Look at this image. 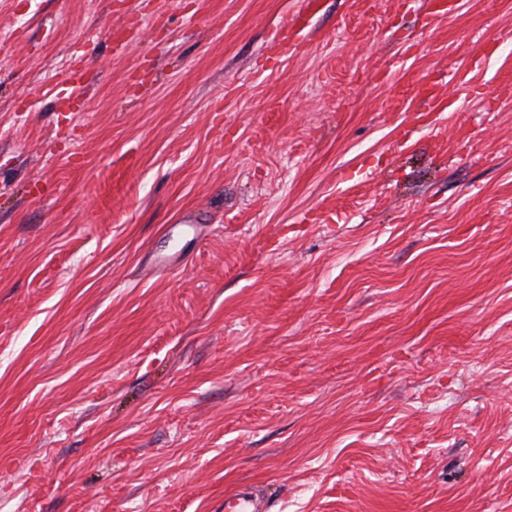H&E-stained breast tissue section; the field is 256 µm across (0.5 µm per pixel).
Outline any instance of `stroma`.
<instances>
[{
  "label": "stroma",
  "instance_id": "35a3bbf8",
  "mask_svg": "<svg viewBox=\"0 0 512 512\" xmlns=\"http://www.w3.org/2000/svg\"><path fill=\"white\" fill-rule=\"evenodd\" d=\"M299 2L0 0V512H512V0ZM300 3L299 10L289 19L287 34L282 39L294 47L304 41L311 20L321 10L322 0H301ZM269 508V499L251 484H239L224 494V512H269Z\"/></svg>",
  "mask_w": 512,
  "mask_h": 512
}]
</instances>
